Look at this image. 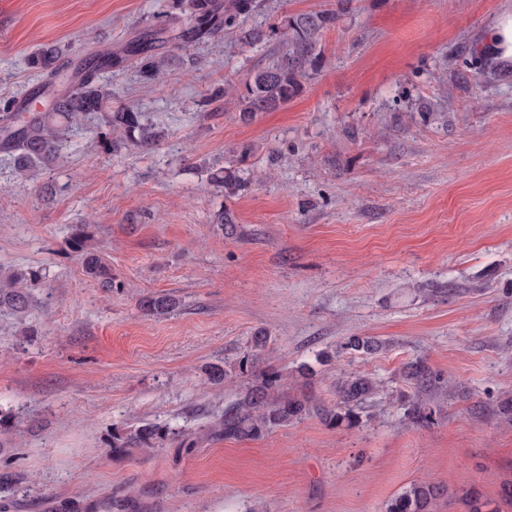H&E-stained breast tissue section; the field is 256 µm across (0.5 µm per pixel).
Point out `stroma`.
Here are the masks:
<instances>
[{"mask_svg":"<svg viewBox=\"0 0 512 512\" xmlns=\"http://www.w3.org/2000/svg\"><path fill=\"white\" fill-rule=\"evenodd\" d=\"M250 45L179 50L154 82L135 61L106 73L113 107L161 133L106 144L100 116L64 136L59 164L19 180L0 151V269H36L26 316L0 312V505L5 512H385L414 482L444 484L431 512H498L512 482V63L479 64L481 32L512 0H350L285 107L234 120L243 89L282 49L285 17L336 0H256ZM178 0H12L0 10V105L44 82L26 58L55 45L73 71L153 28ZM444 104L424 122L415 104ZM237 172L231 196L211 173ZM231 216L218 224L219 212ZM88 225L112 265L91 282L68 247ZM171 294L176 310L140 300ZM264 330L269 343L254 350ZM375 339V353L346 349ZM435 382L414 423L407 365ZM313 369L310 380L297 372ZM225 375L213 381L209 371ZM334 406L337 379L377 384L356 426L316 415L251 440L219 424L256 374ZM168 428L112 452L114 429ZM140 307L147 314L166 316L176 308V300L168 293H156L140 300Z\"/></svg>","mask_w":512,"mask_h":512,"instance_id":"1","label":"stroma"}]
</instances>
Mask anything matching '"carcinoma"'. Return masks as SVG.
<instances>
[{
  "mask_svg": "<svg viewBox=\"0 0 512 512\" xmlns=\"http://www.w3.org/2000/svg\"><path fill=\"white\" fill-rule=\"evenodd\" d=\"M180 3L182 16L174 17L172 21L183 23L178 38L185 44L214 38L236 27L241 40L248 44L266 38V33L260 29L240 28L256 7L255 0H180ZM349 3L350 0H337L334 11H309L284 20L281 58L256 71L245 90L231 97L241 121L251 120L258 112L275 111L303 92L304 81L316 66L315 51L322 32L336 24ZM160 35V31H148L127 44L121 52L90 63L72 89L45 92L44 110L22 107L4 115V122L0 124V149L12 154L16 173L31 179L53 166L61 157L64 132L91 113H104L106 126L112 133L140 147L153 145L157 133L144 123L141 113L127 107L112 110L110 84L100 77L99 71L119 68L134 57L144 76L149 80L156 79L180 62L178 55L157 57L153 54V45ZM27 65L35 73L64 78L59 71L58 49L54 45L33 51L28 56ZM212 181L228 193L237 186V177L232 170L213 174ZM68 245L85 276L103 288L112 289V268L91 244L87 225H74ZM39 278L40 272L34 270L9 275L6 284L0 287V310L25 313L31 302L25 283ZM140 307L150 315L166 316L175 310L176 300L168 293H156L140 300ZM282 387L281 377L275 372L259 376L256 385L237 404L234 412L224 417V435L255 439L266 430L291 423L312 410L329 425L353 426L358 422L357 408L376 389V384L364 375L338 380V403L330 409L314 408L307 398L290 395L282 391ZM167 437L168 431L153 423L117 429L112 432V452L121 454L128 448H152ZM443 494L444 488L440 485L415 482L394 496L385 512H430L432 502Z\"/></svg>",
  "mask_w": 512,
  "mask_h": 512,
  "instance_id": "obj_1",
  "label": "carcinoma"
}]
</instances>
